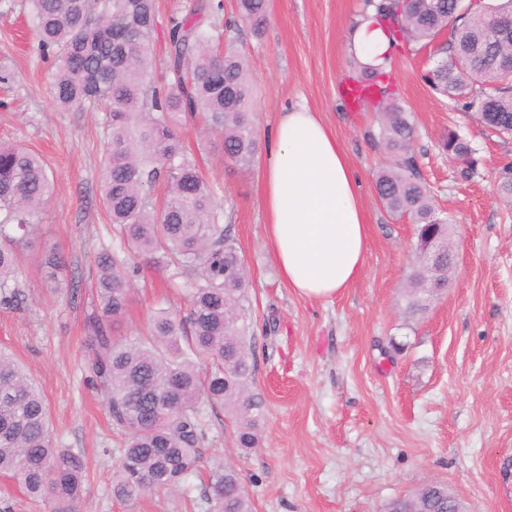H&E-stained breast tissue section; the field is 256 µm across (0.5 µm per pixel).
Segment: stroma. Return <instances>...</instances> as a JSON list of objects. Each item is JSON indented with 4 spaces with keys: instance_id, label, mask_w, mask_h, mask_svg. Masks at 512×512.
<instances>
[{
    "instance_id": "35a3bbf8",
    "label": "stroma",
    "mask_w": 512,
    "mask_h": 512,
    "mask_svg": "<svg viewBox=\"0 0 512 512\" xmlns=\"http://www.w3.org/2000/svg\"><path fill=\"white\" fill-rule=\"evenodd\" d=\"M23 0H0V141L40 152L53 174L42 236L24 254L23 302L0 308V347L12 351L42 390L56 447L79 455L85 480L78 512H194L207 470L231 464L254 512H382L391 499L439 482L469 512H512V203L497 193L512 137L482 128L470 111L436 91L428 51L400 42L390 81L415 126L413 152L436 207L453 223L454 268L447 290L425 314L407 318L404 288L414 264L415 226L388 212L375 175L387 162L372 139V104L351 110L344 86L356 58L345 48L365 0H267L261 32L223 0L224 34L245 56L255 88L259 150L252 168L225 164L200 126L183 138L218 199L250 273L255 335L253 393L263 402L257 448H238L223 408L207 409L204 475L184 492L124 503L112 495L122 432L85 360L96 256L118 239L102 205L100 115L64 111L51 95L53 68L37 50ZM317 112L336 133L360 184L369 247L359 279L318 302L281 280L265 238L262 164L288 105ZM456 131L474 164L448 157ZM51 246L68 259L67 286L51 295L38 256ZM192 283L141 266L118 333L145 332L159 307L186 310Z\"/></svg>"
}]
</instances>
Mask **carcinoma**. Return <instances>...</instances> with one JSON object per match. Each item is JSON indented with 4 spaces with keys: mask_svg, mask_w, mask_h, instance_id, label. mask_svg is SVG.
I'll return each mask as SVG.
<instances>
[{
    "mask_svg": "<svg viewBox=\"0 0 512 512\" xmlns=\"http://www.w3.org/2000/svg\"><path fill=\"white\" fill-rule=\"evenodd\" d=\"M39 51L55 61L53 99L73 112H101L106 133L102 204L123 243L96 257L93 355L86 368L105 392L108 411L125 434L112 473V494L134 502L172 492L202 462L207 439L204 407L220 406L235 423L240 448L256 447L262 402L250 391L254 334L249 273L231 225L217 203L218 188L202 176L183 129L201 115L219 138L224 161L247 170L258 153L251 102L253 81L243 55L224 45L223 0H200L168 18L164 75L153 76L156 0H28ZM394 35L432 55L449 47L426 76L430 86L476 109L478 122L512 136V67L485 59L512 53L497 36L512 0L474 8L465 0H366ZM240 19L260 30L266 0H238ZM448 35L447 44L438 42ZM351 77L373 86L379 142L389 163L375 188L393 214L416 224L418 264L406 286V313L426 312L448 287L450 220L434 208L413 177L414 125L392 98L381 74L363 67ZM443 149L469 161L470 143L450 130ZM52 191L47 164L23 146H0V306L20 301L15 279L24 249L40 232V213ZM142 258L193 280L185 313L165 308L148 330L123 341L111 328L123 318ZM41 267L62 288L66 259L45 249ZM0 476L51 512H77L84 482L80 457L55 446L49 410L24 366L0 349ZM206 512H253L238 470L211 471ZM387 512H448V487L426 483L392 499Z\"/></svg>",
    "mask_w": 512,
    "mask_h": 512,
    "instance_id": "1",
    "label": "carcinoma"
}]
</instances>
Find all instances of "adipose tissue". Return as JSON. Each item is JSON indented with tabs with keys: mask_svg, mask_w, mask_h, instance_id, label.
I'll list each match as a JSON object with an SVG mask.
<instances>
[{
	"mask_svg": "<svg viewBox=\"0 0 512 512\" xmlns=\"http://www.w3.org/2000/svg\"><path fill=\"white\" fill-rule=\"evenodd\" d=\"M348 46L362 63L385 70L387 35L359 18ZM266 239L282 281L311 301L335 297L359 277L369 227L357 178L333 129L295 106L281 113L263 177Z\"/></svg>",
	"mask_w": 512,
	"mask_h": 512,
	"instance_id": "1",
	"label": "adipose tissue"
}]
</instances>
